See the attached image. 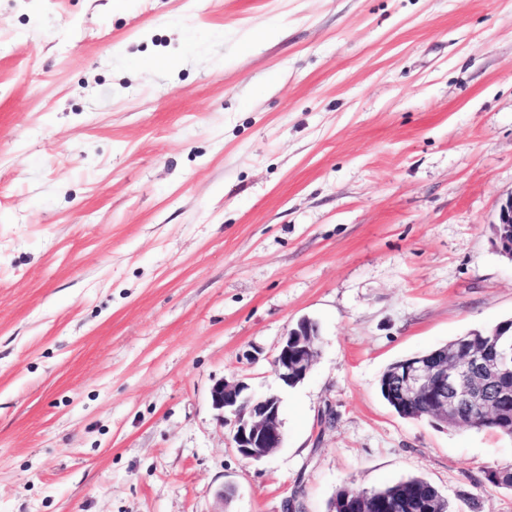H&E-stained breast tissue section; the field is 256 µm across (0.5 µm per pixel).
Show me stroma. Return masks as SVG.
<instances>
[{
	"mask_svg": "<svg viewBox=\"0 0 512 512\" xmlns=\"http://www.w3.org/2000/svg\"><path fill=\"white\" fill-rule=\"evenodd\" d=\"M510 195L512 0H0V512H327L413 476L512 512V438L379 387L512 318ZM223 378L279 397L281 448H232ZM493 231L496 250L512 260V195L501 203ZM319 336L317 323L302 318L283 337L272 360V368L285 385L294 386L308 375L318 353Z\"/></svg>",
	"mask_w": 512,
	"mask_h": 512,
	"instance_id": "1",
	"label": "stroma"
}]
</instances>
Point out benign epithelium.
<instances>
[{"mask_svg":"<svg viewBox=\"0 0 512 512\" xmlns=\"http://www.w3.org/2000/svg\"><path fill=\"white\" fill-rule=\"evenodd\" d=\"M496 250L512 259V195L499 207L493 224ZM319 327L302 318L288 330L272 360L275 375L287 386L305 379L318 353ZM512 374V351H501L493 342H476L466 336L454 340L442 357L409 358L386 377V391L393 402L428 400L431 417L459 426L486 405L487 385L496 383V401L512 402V387L502 380ZM242 381L220 379L210 390L212 407L230 427L231 445L245 459L260 460L282 447L284 436L280 399L268 395L255 399Z\"/></svg>","mask_w":512,"mask_h":512,"instance_id":"7a95c632","label":"benign epithelium"}]
</instances>
